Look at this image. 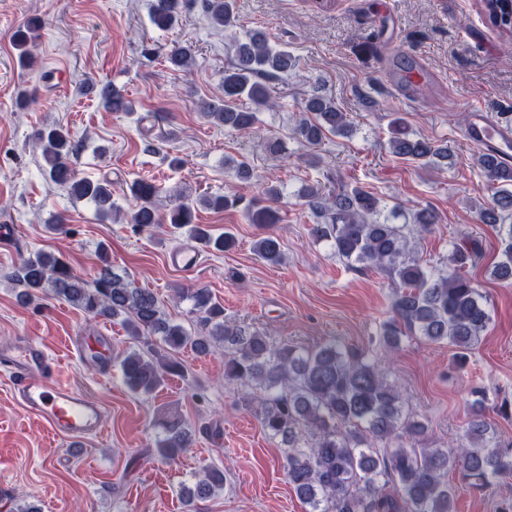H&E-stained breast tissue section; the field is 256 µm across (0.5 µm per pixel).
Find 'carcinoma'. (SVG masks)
<instances>
[{
  "instance_id": "carcinoma-1",
  "label": "carcinoma",
  "mask_w": 512,
  "mask_h": 512,
  "mask_svg": "<svg viewBox=\"0 0 512 512\" xmlns=\"http://www.w3.org/2000/svg\"><path fill=\"white\" fill-rule=\"evenodd\" d=\"M211 24L231 32L239 27L233 0H203ZM180 0H155L150 22L162 31L177 20ZM41 20L31 18L13 34L18 60H32L29 49ZM233 60L224 69V100L207 102L204 116L237 133L253 131L257 113L239 109L233 102L246 98L256 106L274 107L269 84L297 68L296 58L274 46L261 30L232 37ZM193 60L189 45L175 46L167 62L184 70ZM91 90L110 112H133L122 89L105 83ZM389 140L392 153L441 168L448 147L410 136L404 120L392 122ZM350 130L345 113L316 88L296 119V137L319 144L327 135ZM42 152L50 178L75 199L93 203L103 218L121 209L112 202V181L78 177L70 163L77 150L69 130L52 128L41 134ZM477 164L495 185L490 203L479 208L478 218L500 235L502 259L492 275L512 282V164L483 153ZM130 194L135 205L128 218L141 231L162 223L155 207L156 186L145 179L133 182ZM284 198L278 185L263 188L262 198L247 207L251 223L264 229L253 250L265 262L284 260L280 238L269 232L280 221L275 204ZM300 198L315 223L308 232L327 241L336 257L360 271L388 273L395 285L391 315L382 324L378 345L392 352L403 336H418L431 344H448L457 350L456 365L466 369L467 352L479 341L490 322L485 298L468 275L467 268L482 257L478 241L456 245L445 266H427L414 255V239L434 231L436 215L420 209L409 224H391L381 218V200L361 188L341 186L325 193L318 186L302 188ZM242 203L240 197L209 196L199 205L224 211ZM195 205L174 206L167 221L177 230L187 229L203 247L224 252L236 244L226 232L214 235L206 224L196 223ZM100 264L93 280H86L60 255L40 252L25 259L19 270L24 288L20 298L31 303L53 295L81 309L92 318L117 321L143 347L126 353L119 362L124 383L134 392L150 394L184 365L176 357L183 349L206 355L224 348V377L244 389L248 402L259 410L263 430L278 438L284 448L288 482L309 512H452L454 490L448 472L461 470L471 485L483 490L512 476V442L498 440L480 410L485 391L476 388L474 410L462 442L454 451L424 446L422 422L405 408L399 387L379 367L376 357L334 341L313 349L275 343L259 331H249L224 320V306L205 287L179 288L191 302V313L200 325L195 333L172 321L162 311L153 292L134 285L117 273L98 251ZM157 337V347L152 338ZM160 435L155 446L163 460H173L193 443V430L180 415L157 421ZM224 470L206 469L194 487L183 492L186 512H197V502L224 490Z\"/></svg>"
}]
</instances>
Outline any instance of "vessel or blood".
<instances>
[{
	"label": "vessel or blood",
	"mask_w": 512,
	"mask_h": 512,
	"mask_svg": "<svg viewBox=\"0 0 512 512\" xmlns=\"http://www.w3.org/2000/svg\"><path fill=\"white\" fill-rule=\"evenodd\" d=\"M464 136L499 160H512V126L488 119L482 108L472 107ZM200 258V249L187 244L173 251L169 262L190 273ZM0 372L8 375L22 408L51 432L80 441L100 431V406L61 379L57 363L33 337L21 336L0 347Z\"/></svg>",
	"instance_id": "b4317fda"
}]
</instances>
